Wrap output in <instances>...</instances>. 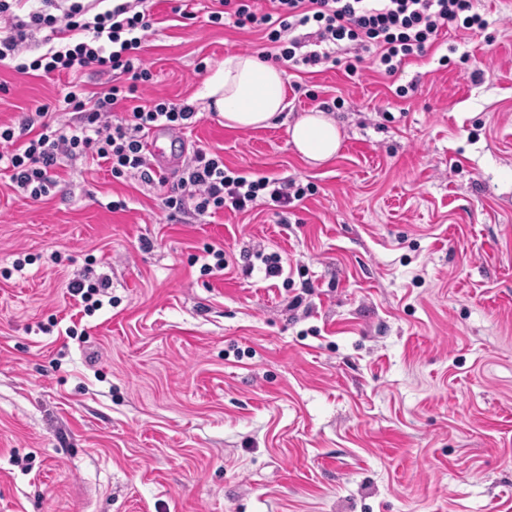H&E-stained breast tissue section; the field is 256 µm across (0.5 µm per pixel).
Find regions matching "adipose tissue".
I'll use <instances>...</instances> for the list:
<instances>
[{
	"instance_id": "ef3b65f1",
	"label": "adipose tissue",
	"mask_w": 512,
	"mask_h": 512,
	"mask_svg": "<svg viewBox=\"0 0 512 512\" xmlns=\"http://www.w3.org/2000/svg\"><path fill=\"white\" fill-rule=\"evenodd\" d=\"M202 96L231 128L268 126L286 107L281 68L250 54L225 57L207 78ZM289 134L300 155L315 163L334 159L341 144L335 121L321 112L302 116Z\"/></svg>"
}]
</instances>
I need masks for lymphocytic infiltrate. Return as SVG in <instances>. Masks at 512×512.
Masks as SVG:
<instances>
[{
    "instance_id": "1",
    "label": "lymphocytic infiltrate",
    "mask_w": 512,
    "mask_h": 512,
    "mask_svg": "<svg viewBox=\"0 0 512 512\" xmlns=\"http://www.w3.org/2000/svg\"><path fill=\"white\" fill-rule=\"evenodd\" d=\"M210 23L230 17L240 29L264 35L289 68L315 67L339 54H372L381 75L394 76L407 60L423 56L448 28L481 32L489 22L479 0H216ZM153 0H0V61H16L21 72L65 74L69 80L55 121L48 108L26 113L18 125L0 124V170L14 188L37 200L57 178L65 160L91 156L113 178L139 175L165 187L163 205L202 218L227 209L246 212L273 204L285 208L303 201L311 186L296 181L241 175L220 153L194 150L176 184L156 176L144 151V138L156 126L182 132L197 121L193 105L158 99L121 111L152 74L140 55L153 25ZM315 25L314 35L302 29ZM45 53L24 55L34 39ZM113 75L103 91L87 94L85 72ZM78 120H69V113Z\"/></svg>"
}]
</instances>
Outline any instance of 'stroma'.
Instances as JSON below:
<instances>
[{
  "label": "stroma",
  "instance_id": "stroma-1",
  "mask_svg": "<svg viewBox=\"0 0 512 512\" xmlns=\"http://www.w3.org/2000/svg\"><path fill=\"white\" fill-rule=\"evenodd\" d=\"M175 4L154 0L138 104L192 103L189 148L316 192L173 217L85 156L38 201L0 171V512H512V0L390 78L284 70L256 129L198 94L265 41ZM65 82L0 62V123ZM337 98L340 149L307 163L288 127ZM216 245L227 268L202 271ZM100 279L86 312L68 287Z\"/></svg>",
  "mask_w": 512,
  "mask_h": 512
}]
</instances>
